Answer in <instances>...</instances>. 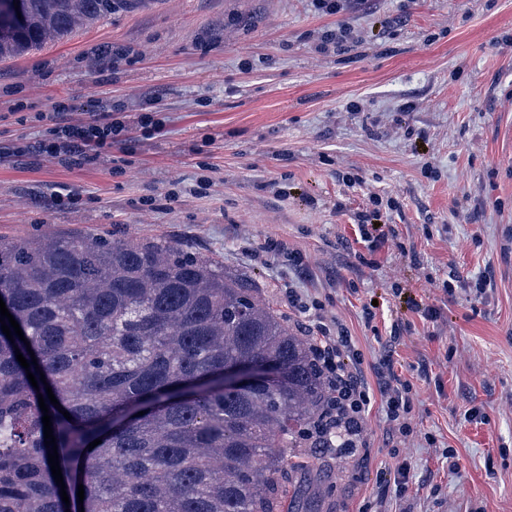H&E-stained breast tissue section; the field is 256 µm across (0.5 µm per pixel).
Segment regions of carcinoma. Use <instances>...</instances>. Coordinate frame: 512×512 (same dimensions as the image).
<instances>
[{"instance_id": "carcinoma-1", "label": "carcinoma", "mask_w": 512, "mask_h": 512, "mask_svg": "<svg viewBox=\"0 0 512 512\" xmlns=\"http://www.w3.org/2000/svg\"><path fill=\"white\" fill-rule=\"evenodd\" d=\"M129 3L0 0V60ZM0 298L25 337L0 331V512H283L293 434L323 382L250 282L167 241L0 236ZM262 364L279 384L224 390L225 366ZM48 386L68 505L44 443Z\"/></svg>"}]
</instances>
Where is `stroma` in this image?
<instances>
[{
	"label": "stroma",
	"instance_id": "obj_1",
	"mask_svg": "<svg viewBox=\"0 0 512 512\" xmlns=\"http://www.w3.org/2000/svg\"><path fill=\"white\" fill-rule=\"evenodd\" d=\"M341 25L356 43L316 52L312 36ZM94 102L122 143L81 167L40 153L58 104L80 123ZM58 194L70 202L47 207ZM376 196L395 235L369 267L356 214ZM74 231L184 244L290 327L312 322L293 290L363 365L392 359L413 435L393 437L376 397L364 452L300 441L291 492L309 512H512V0H345L333 15L137 0L0 62V235ZM481 275L477 300L464 285Z\"/></svg>",
	"mask_w": 512,
	"mask_h": 512
}]
</instances>
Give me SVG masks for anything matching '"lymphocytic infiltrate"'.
Instances as JSON below:
<instances>
[{
  "mask_svg": "<svg viewBox=\"0 0 512 512\" xmlns=\"http://www.w3.org/2000/svg\"><path fill=\"white\" fill-rule=\"evenodd\" d=\"M124 130L122 123L112 121L106 114L80 125L63 123L53 127L52 140L41 142L40 150L71 164H86L93 161L95 150L122 142ZM315 328L321 339L312 344L311 353L326 394L304 434L305 439L326 448L335 444L341 451L356 452L364 445L365 415L377 395L385 403L388 420L401 434H408L411 427L406 417L413 401L411 386L391 370L376 371L375 382H368L347 331L322 322L316 323Z\"/></svg>",
  "mask_w": 512,
  "mask_h": 512,
  "instance_id": "f902f5d3",
  "label": "lymphocytic infiltrate"
}]
</instances>
